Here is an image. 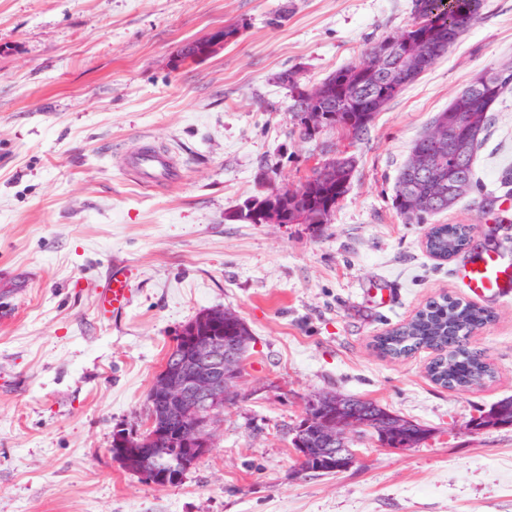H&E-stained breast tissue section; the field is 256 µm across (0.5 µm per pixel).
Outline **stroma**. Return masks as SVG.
<instances>
[{"mask_svg": "<svg viewBox=\"0 0 512 512\" xmlns=\"http://www.w3.org/2000/svg\"><path fill=\"white\" fill-rule=\"evenodd\" d=\"M413 19L412 0H0V512H512V427L470 421L512 397V296L473 298L460 273L487 252L512 261V90L475 158L480 190L440 224L472 252L432 257L429 225L392 205L414 141L481 74L512 69V0L479 20L378 112L365 139H304L278 75L320 82ZM237 41L177 63L225 25ZM182 170L153 187L125 169L145 144ZM356 170L329 224L228 222L246 198L299 185L324 154ZM131 266L112 317L100 288ZM449 294L495 318L469 338L495 370L436 385L422 349L393 360L377 336ZM225 308L253 342L242 401L212 448L158 488L114 462L115 426L141 425L180 328ZM354 394L429 429L408 452L358 432L352 467L304 473L288 435L304 398Z\"/></svg>", "mask_w": 512, "mask_h": 512, "instance_id": "35a3bbf8", "label": "stroma"}]
</instances>
